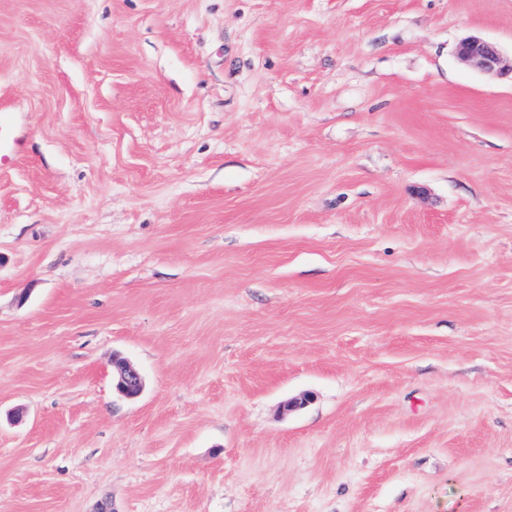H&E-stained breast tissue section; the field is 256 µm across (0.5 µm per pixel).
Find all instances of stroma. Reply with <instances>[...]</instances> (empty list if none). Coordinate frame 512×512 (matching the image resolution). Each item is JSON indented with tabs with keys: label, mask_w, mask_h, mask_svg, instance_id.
Wrapping results in <instances>:
<instances>
[{
	"label": "stroma",
	"mask_w": 512,
	"mask_h": 512,
	"mask_svg": "<svg viewBox=\"0 0 512 512\" xmlns=\"http://www.w3.org/2000/svg\"><path fill=\"white\" fill-rule=\"evenodd\" d=\"M474 35L512 0H0V512H512ZM113 381L116 392L127 399L137 398L144 389L141 372L129 363L118 365Z\"/></svg>",
	"instance_id": "1"
}]
</instances>
